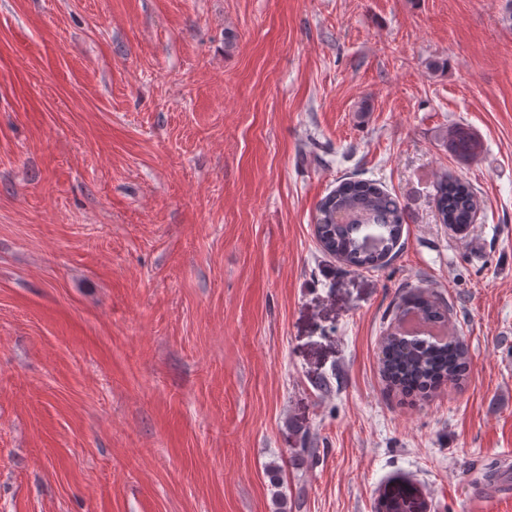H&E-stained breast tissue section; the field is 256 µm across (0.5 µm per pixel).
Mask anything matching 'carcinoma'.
Listing matches in <instances>:
<instances>
[{"label": "carcinoma", "mask_w": 512, "mask_h": 512, "mask_svg": "<svg viewBox=\"0 0 512 512\" xmlns=\"http://www.w3.org/2000/svg\"><path fill=\"white\" fill-rule=\"evenodd\" d=\"M449 148L465 161L475 157L478 144L468 129L458 127L451 133ZM436 189L438 219L449 231L457 234L462 226L475 223L480 200L468 183L445 174ZM403 223L399 199L372 180H345L317 206L322 250L354 271L389 264L398 254ZM448 314V304L420 285L402 289L391 310L392 321L399 325L415 315L422 322L442 326ZM469 368V350L460 336H450L438 345L411 338L398 328L381 341L379 373L391 388L416 390L427 397L447 382L463 384Z\"/></svg>", "instance_id": "1"}]
</instances>
